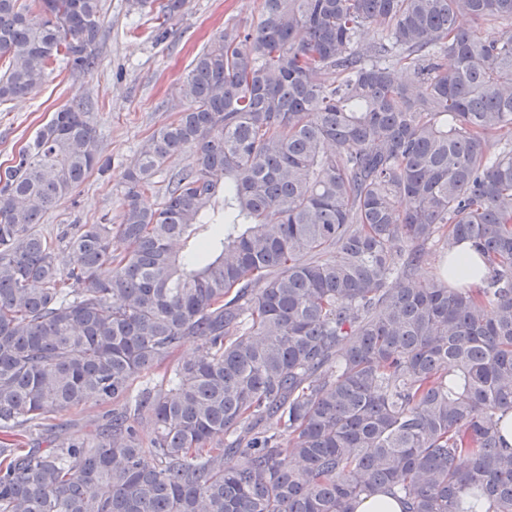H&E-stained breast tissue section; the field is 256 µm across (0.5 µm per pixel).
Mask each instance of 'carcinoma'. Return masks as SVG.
<instances>
[{"mask_svg":"<svg viewBox=\"0 0 512 512\" xmlns=\"http://www.w3.org/2000/svg\"><path fill=\"white\" fill-rule=\"evenodd\" d=\"M102 25L100 0H0V103L59 58L91 72ZM183 96L118 224L36 230L100 163L80 100L0 172V512H355L381 491L512 512V0H262ZM464 243L476 287L448 282ZM433 247L449 264L420 285ZM91 398L112 410L60 438ZM189 162V152H185L173 157L167 166L154 178L156 183L154 193H148L144 197V203L148 207H156L162 200L165 189L170 179Z\"/></svg>","mask_w":512,"mask_h":512,"instance_id":"1","label":"carcinoma"}]
</instances>
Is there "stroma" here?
I'll return each mask as SVG.
<instances>
[{"mask_svg":"<svg viewBox=\"0 0 512 512\" xmlns=\"http://www.w3.org/2000/svg\"><path fill=\"white\" fill-rule=\"evenodd\" d=\"M105 15L93 73L55 68L47 81L23 98L0 104V164H8L52 113L83 99L99 134L107 168L92 170L38 224L45 237L72 224L120 223L126 170L155 128L172 120L186 101L181 83L195 56L214 35L257 22L262 0H184L155 38L152 13L131 11L128 0H102Z\"/></svg>","mask_w":512,"mask_h":512,"instance_id":"stroma-1","label":"stroma"}]
</instances>
